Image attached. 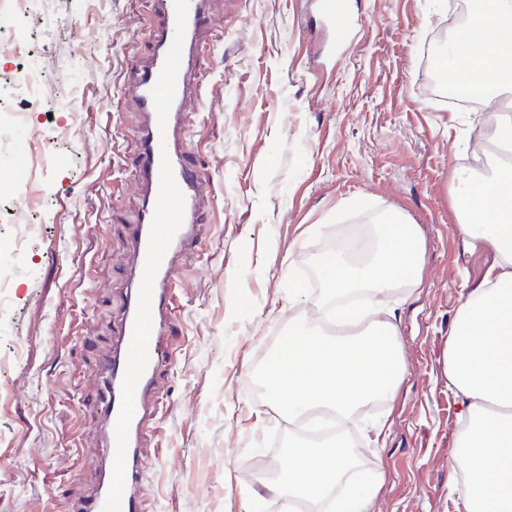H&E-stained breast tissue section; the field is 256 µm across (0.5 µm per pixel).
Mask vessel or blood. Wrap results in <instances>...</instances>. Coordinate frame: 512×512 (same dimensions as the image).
Segmentation results:
<instances>
[{"label": "vessel or blood", "mask_w": 512, "mask_h": 512, "mask_svg": "<svg viewBox=\"0 0 512 512\" xmlns=\"http://www.w3.org/2000/svg\"><path fill=\"white\" fill-rule=\"evenodd\" d=\"M152 54L130 88L141 123L138 181L144 200L131 242L137 283L125 293L124 311L103 353L101 416L106 451L97 486L79 512H142V428L159 403L157 375L173 313L177 259L196 243L203 184L189 164L181 114L192 81L210 52L201 35L209 22L206 0H150ZM331 41L343 45L350 28L349 0H315Z\"/></svg>", "instance_id": "1"}]
</instances>
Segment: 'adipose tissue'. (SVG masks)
<instances>
[{
	"instance_id": "ef3b65f1",
	"label": "adipose tissue",
	"mask_w": 512,
	"mask_h": 512,
	"mask_svg": "<svg viewBox=\"0 0 512 512\" xmlns=\"http://www.w3.org/2000/svg\"><path fill=\"white\" fill-rule=\"evenodd\" d=\"M470 10L468 39L455 40L440 65L464 92L495 102L512 90V0H470ZM490 180L487 189L462 172L456 188L466 246L496 256L448 331L466 512H512V166L494 168Z\"/></svg>"
}]
</instances>
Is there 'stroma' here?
Returning <instances> with one entry per match:
<instances>
[{"label": "stroma", "mask_w": 512, "mask_h": 512, "mask_svg": "<svg viewBox=\"0 0 512 512\" xmlns=\"http://www.w3.org/2000/svg\"><path fill=\"white\" fill-rule=\"evenodd\" d=\"M216 46L183 115L204 184L198 245L179 262V292L160 371L162 408L144 426V512H288L245 475L266 430L296 426L249 375L274 333L308 319L289 306L291 269L321 254L331 217L362 199L406 216L423 242L419 286L381 294L405 365L393 396L348 421L363 467L382 480L371 512H466L449 494L461 424L448 390V331L462 296L492 265L457 229L455 174L477 158L497 105L444 99L433 49L457 27L448 0H356L349 40L325 61L329 34L306 0H209ZM54 33L42 98L15 100L40 139L0 131V207L39 224L0 313V512H78L97 484L101 355L131 268L128 226L140 121L128 94L151 53L147 0H43ZM76 102L62 104L60 87ZM56 143L59 159L16 187V156ZM320 225L309 234L310 225ZM388 433L366 442L368 429Z\"/></svg>", "instance_id": "35a3bbf8"}]
</instances>
